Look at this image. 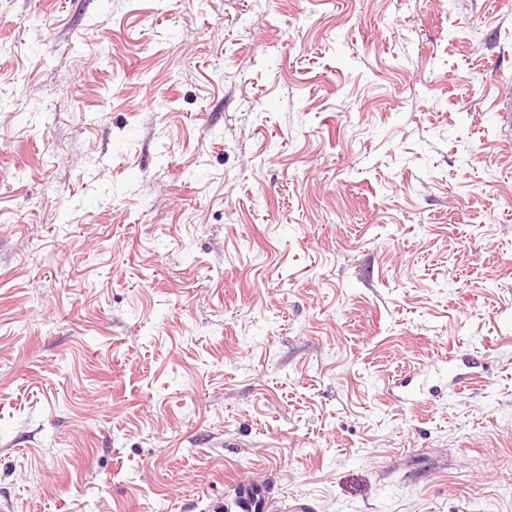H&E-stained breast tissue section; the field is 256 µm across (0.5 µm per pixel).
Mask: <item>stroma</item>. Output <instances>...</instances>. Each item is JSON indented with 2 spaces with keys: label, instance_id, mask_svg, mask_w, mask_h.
<instances>
[{
  "label": "stroma",
  "instance_id": "35a3bbf8",
  "mask_svg": "<svg viewBox=\"0 0 512 512\" xmlns=\"http://www.w3.org/2000/svg\"><path fill=\"white\" fill-rule=\"evenodd\" d=\"M242 477L512 512V0H0V512ZM443 363H448V391L455 392L464 386H473L482 382L483 378L471 369L477 368L476 363L471 362L466 354L454 355L448 353Z\"/></svg>",
  "mask_w": 512,
  "mask_h": 512
}]
</instances>
